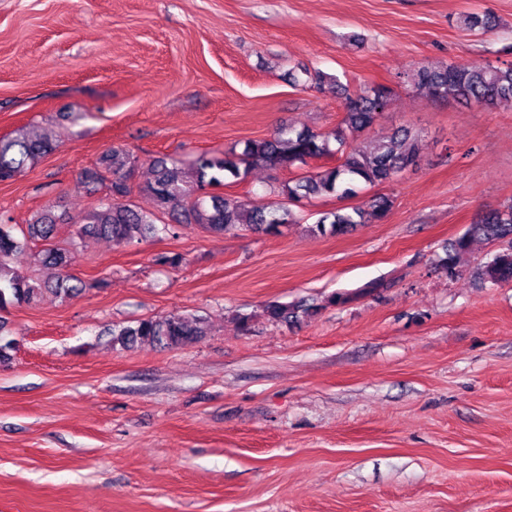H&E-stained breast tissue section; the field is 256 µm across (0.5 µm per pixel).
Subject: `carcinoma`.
<instances>
[{
  "instance_id": "carcinoma-1",
  "label": "carcinoma",
  "mask_w": 512,
  "mask_h": 512,
  "mask_svg": "<svg viewBox=\"0 0 512 512\" xmlns=\"http://www.w3.org/2000/svg\"><path fill=\"white\" fill-rule=\"evenodd\" d=\"M460 22L469 30L483 32L497 26L495 17L477 12L462 15ZM406 78L411 86L434 97L453 94L480 107L512 100V65L474 68L463 63H450L445 67L432 68L418 64ZM390 94L389 88L378 85L347 96L344 117L329 133L280 129L267 138L246 141L240 153H202L188 164L164 157L153 160L154 178L146 183L144 191L153 197L158 210L180 212L185 216V220L175 224L159 225L153 217L138 211L130 203L131 178L139 160L123 148H109L99 158L98 166L85 170L80 176L82 183L100 188L103 195L94 209L74 220L77 239L106 237L130 244L159 233L174 237L181 227L188 224H196L219 235L243 228L279 235L288 225L299 223L300 213L292 206L298 207L302 201L316 196L354 197L359 193L361 184L389 183L416 163L418 139L406 129L395 131L387 140L379 138L364 147L345 149L348 133L369 129L377 123L389 106ZM332 140L338 144L339 163L279 186L277 193L284 201L275 206L249 208L239 200L215 193L226 185L227 179L240 180L255 165L280 168L306 166L312 160L329 155ZM54 150L55 145L50 138L33 135L24 127L12 136L0 137V182L13 179ZM392 207L393 201L389 196L375 194L363 206L349 211L337 209L323 213L316 223L309 226V231L320 236L342 235L359 224L385 220ZM60 220L54 211L42 210L34 215L27 231L18 236L10 218L0 215V310L31 304L46 292L66 301L88 288L105 285L103 280L88 282L69 272L71 252L52 245ZM478 239L507 241L508 247L494 254L482 267L481 276L494 284L512 282V204L504 210L487 212L455 241L440 263L448 276L455 275L460 255ZM36 241L49 243L38 253L39 263L54 271V276L48 280L25 279L16 275L10 266L16 253ZM315 312V306L306 304L293 310L279 304L267 308L270 317L285 320L291 314L301 313L309 317ZM202 336V319L198 316L170 315L141 319L132 326L112 331V345L131 349L140 343H149L177 348Z\"/></svg>"
}]
</instances>
